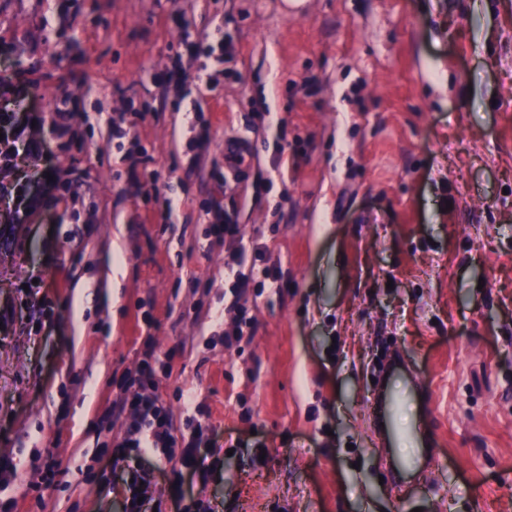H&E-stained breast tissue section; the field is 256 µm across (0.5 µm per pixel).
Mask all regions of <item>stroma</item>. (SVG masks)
<instances>
[{
	"mask_svg": "<svg viewBox=\"0 0 512 512\" xmlns=\"http://www.w3.org/2000/svg\"><path fill=\"white\" fill-rule=\"evenodd\" d=\"M185 23L233 36L219 99L154 80ZM0 139V512H125L108 408L148 335L220 452L205 480L147 454L162 512H512V0H0ZM231 208L285 291L228 349ZM396 352L429 438L401 486L372 410Z\"/></svg>",
	"mask_w": 512,
	"mask_h": 512,
	"instance_id": "obj_1",
	"label": "stroma"
}]
</instances>
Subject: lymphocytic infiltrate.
<instances>
[{
  "mask_svg": "<svg viewBox=\"0 0 512 512\" xmlns=\"http://www.w3.org/2000/svg\"><path fill=\"white\" fill-rule=\"evenodd\" d=\"M203 45L202 34L183 27L180 43L174 53L175 63L172 69L164 73L161 83L164 86H179L184 84L188 71L200 63V50ZM213 233L223 240L227 246L231 261L228 265L235 279V289L229 302L238 318L233 332L225 333V346L240 345L245 337V331L252 326V319L243 301V296L251 282L259 281L277 287L279 275L270 268L257 267L254 255L261 252V245L245 247L239 238V226L235 215L225 214L222 222L213 226ZM141 367L137 373L127 375L124 389L112 402V408L117 413L128 414L129 420L117 436L118 453L114 462L128 471L131 482L127 488L126 512H141L138 501L140 483L148 481L149 474L141 464L144 454L152 452L163 456L166 460L176 461L189 473L207 477L210 467L205 456L199 452L201 440L199 436L179 438L175 435V427L171 413L162 403L155 387V363L159 356L152 340L143 344Z\"/></svg>",
  "mask_w": 512,
  "mask_h": 512,
  "instance_id": "f902f5d3",
  "label": "lymphocytic infiltrate"
}]
</instances>
